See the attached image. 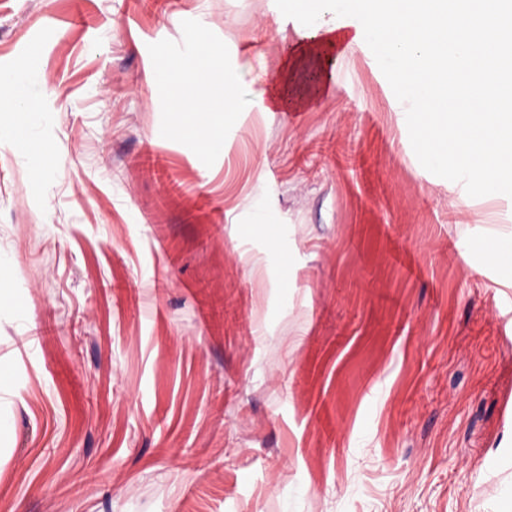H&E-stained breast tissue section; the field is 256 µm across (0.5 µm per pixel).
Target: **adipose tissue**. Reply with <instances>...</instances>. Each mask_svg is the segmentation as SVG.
<instances>
[{
	"label": "adipose tissue",
	"mask_w": 512,
	"mask_h": 512,
	"mask_svg": "<svg viewBox=\"0 0 512 512\" xmlns=\"http://www.w3.org/2000/svg\"><path fill=\"white\" fill-rule=\"evenodd\" d=\"M307 15V30L289 55L344 54L372 43L407 92L406 119L431 166L456 175L457 208L493 199L512 183V115L482 94L488 64L512 46V0H326ZM195 72L217 83L221 110L240 103L228 73L216 72L219 48L205 34L194 41Z\"/></svg>",
	"instance_id": "obj_1"
}]
</instances>
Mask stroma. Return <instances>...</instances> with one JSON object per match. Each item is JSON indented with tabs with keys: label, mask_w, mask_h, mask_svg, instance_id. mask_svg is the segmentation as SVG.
<instances>
[{
	"label": "stroma",
	"mask_w": 512,
	"mask_h": 512,
	"mask_svg": "<svg viewBox=\"0 0 512 512\" xmlns=\"http://www.w3.org/2000/svg\"><path fill=\"white\" fill-rule=\"evenodd\" d=\"M293 0H0V512H512V288L370 45L263 111ZM205 33L243 109L172 136ZM471 251L475 267L455 249ZM160 79L174 89L173 101L175 112H195L203 102L199 101L200 95L186 97L183 92L185 76L177 66H169L160 72ZM171 133L173 136H181L188 134L199 145L201 149H208L213 144L218 143L224 134V124H197L194 121L190 123H179L172 127Z\"/></svg>",
	"instance_id": "obj_1"
}]
</instances>
